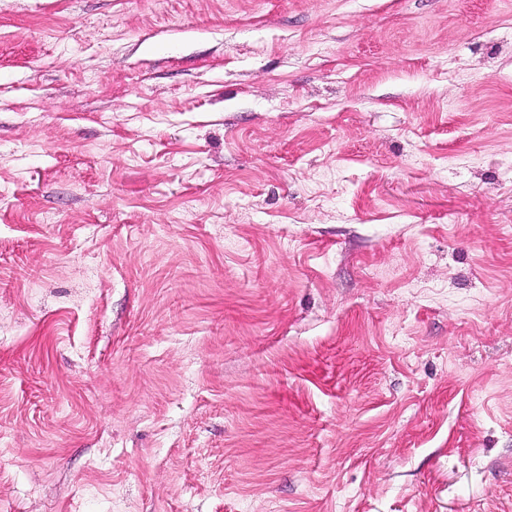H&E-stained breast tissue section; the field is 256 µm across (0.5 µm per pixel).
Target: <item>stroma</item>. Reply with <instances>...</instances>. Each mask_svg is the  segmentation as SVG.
<instances>
[{"instance_id":"obj_1","label":"stroma","mask_w":512,"mask_h":512,"mask_svg":"<svg viewBox=\"0 0 512 512\" xmlns=\"http://www.w3.org/2000/svg\"><path fill=\"white\" fill-rule=\"evenodd\" d=\"M0 512H512V0H0Z\"/></svg>"}]
</instances>
